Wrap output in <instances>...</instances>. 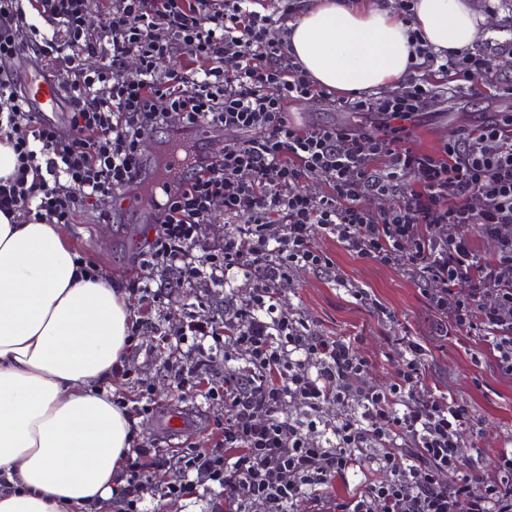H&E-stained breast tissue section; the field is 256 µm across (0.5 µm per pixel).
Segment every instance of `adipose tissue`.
Segmentation results:
<instances>
[{"label": "adipose tissue", "mask_w": 512, "mask_h": 512, "mask_svg": "<svg viewBox=\"0 0 512 512\" xmlns=\"http://www.w3.org/2000/svg\"><path fill=\"white\" fill-rule=\"evenodd\" d=\"M463 55L489 30L472 0H309L288 53L343 95L398 87L416 47ZM131 312L124 291L78 262L62 225L0 212V512H112L137 421L112 402Z\"/></svg>", "instance_id": "ef3b65f1"}]
</instances>
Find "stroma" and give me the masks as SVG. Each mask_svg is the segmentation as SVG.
<instances>
[{
    "label": "stroma",
    "mask_w": 512,
    "mask_h": 512,
    "mask_svg": "<svg viewBox=\"0 0 512 512\" xmlns=\"http://www.w3.org/2000/svg\"><path fill=\"white\" fill-rule=\"evenodd\" d=\"M492 64L500 87L482 89L477 95L439 93L411 125L407 145L434 154L449 138L512 113V95L506 91L512 84V54H497ZM288 118L303 129L336 125L359 130L381 123L378 115L344 111L318 98L290 103ZM105 211L110 219H102ZM156 215L148 200L126 208L104 197L97 208L81 210L68 226L79 257L129 294L134 320L146 325L145 335L133 340L123 369L112 379L114 395L139 407L136 442L149 450L145 472L150 489L138 508L140 512H233L230 493L213 482L187 496L166 493L168 485L187 480L182 455L214 449L224 424L223 342L210 338L204 342L209 349L204 385L215 390L205 399L177 389L175 370L194 365L198 351L192 343H176L174 337L190 318L223 320L225 308L249 303L252 290L241 275L227 285L210 280L185 284L179 268L160 273L142 265L140 251L154 233ZM316 245L333 260V269H294L276 288L279 309L307 321L313 336L354 342L369 362L362 377L367 386L384 388L395 381L404 360L398 338L420 343L424 393L469 409L476 430L462 436L459 455L478 460L483 478L494 479L501 453L512 450V377L499 371L483 337L475 332L438 335L423 282L398 267L360 259L332 237H318ZM145 284L157 288L155 302L143 300ZM171 415L184 419L174 432L166 427Z\"/></svg>",
    "instance_id": "stroma-1"
}]
</instances>
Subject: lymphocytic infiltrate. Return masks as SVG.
I'll return each mask as SVG.
<instances>
[{
    "instance_id": "obj_1",
    "label": "lymphocytic infiltrate",
    "mask_w": 512,
    "mask_h": 512,
    "mask_svg": "<svg viewBox=\"0 0 512 512\" xmlns=\"http://www.w3.org/2000/svg\"><path fill=\"white\" fill-rule=\"evenodd\" d=\"M258 2L122 0L95 30L86 25L93 0H29L44 29L28 22L20 0H0V110L18 160L0 182V210L68 224L82 207L119 197L143 179V131L167 125L173 113L184 131L207 124L241 132L220 155L200 156L189 168L141 253L156 269L180 265L189 283L232 271L255 283L251 302L228 310L223 327L200 317L178 336L182 343L224 338L248 364L247 373H224L219 448L185 456V470L232 490L235 512H286L318 497L372 448L381 478L336 512H512V453L501 454L493 483L464 470L458 448L473 419L456 402L418 396V342L400 338L406 359L395 382L365 387L367 363L352 343L311 335L303 319L274 303L276 284L293 269L333 268L314 245L330 235L360 259L426 283L438 331L487 337L511 376L512 114L448 140L439 154L414 151L405 145L406 124L436 95L428 77L410 75L381 96L316 89L286 52L283 22L293 0H279L268 14L256 11ZM26 36L63 84L66 128L38 120L16 87L11 67ZM416 54L458 89L493 82L487 53L452 57L420 46ZM132 56L138 69L130 75L124 65ZM163 56L174 63L161 72ZM91 57L97 68L86 67ZM315 95L377 114L383 132L293 125L288 103ZM37 163L46 175L28 182ZM315 173L327 185L319 195L303 185ZM376 194L391 196V205L367 206ZM216 209L231 226L224 246L197 252L198 228ZM476 235L490 245L486 256L472 247ZM294 401L310 419L288 416ZM330 401L344 414L324 431L314 416ZM449 470L462 473L451 485L440 480Z\"/></svg>"
}]
</instances>
